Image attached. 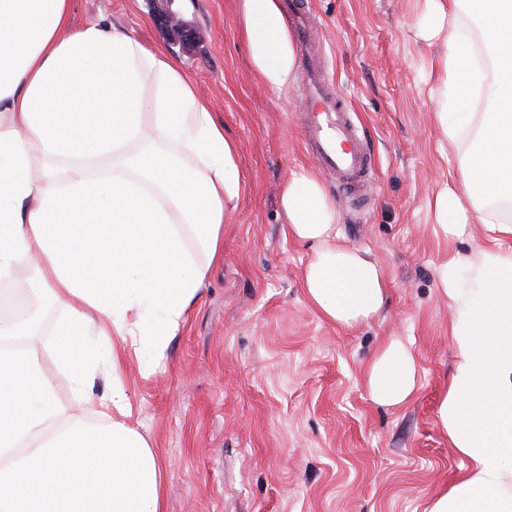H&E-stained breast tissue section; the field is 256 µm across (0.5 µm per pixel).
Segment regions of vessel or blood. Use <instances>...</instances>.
Instances as JSON below:
<instances>
[{
  "label": "vessel or blood",
  "instance_id": "1",
  "mask_svg": "<svg viewBox=\"0 0 512 512\" xmlns=\"http://www.w3.org/2000/svg\"><path fill=\"white\" fill-rule=\"evenodd\" d=\"M287 12L307 63L309 97L304 118L305 142L318 166L335 178L344 195L363 199L374 170L371 148L361 135L345 98L314 65L309 9L303 0H289Z\"/></svg>",
  "mask_w": 512,
  "mask_h": 512
}]
</instances>
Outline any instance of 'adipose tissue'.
Masks as SVG:
<instances>
[{
	"mask_svg": "<svg viewBox=\"0 0 512 512\" xmlns=\"http://www.w3.org/2000/svg\"><path fill=\"white\" fill-rule=\"evenodd\" d=\"M252 69L282 92L296 48L277 0H238ZM70 0H0V284L35 268L60 305L54 356L73 390L56 401L30 305L0 315V512H163L164 469L128 422V355L157 362L222 253L224 204L241 189L235 143L191 77L161 49L94 19L69 31ZM419 38L446 46L435 120L460 150L434 199L445 238L486 225L488 245L449 256L438 286L455 354L439 423L462 460L428 512H512V0H422ZM480 44L483 52L469 48ZM488 104L463 112L462 97ZM288 232L311 243L310 304L351 327L382 308L385 278L341 242L315 174L282 187ZM111 388L92 398L98 373ZM372 400L417 390L413 347L382 344Z\"/></svg>",
	"mask_w": 512,
	"mask_h": 512,
	"instance_id": "obj_1",
	"label": "adipose tissue"
}]
</instances>
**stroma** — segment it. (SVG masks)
I'll return each mask as SVG.
<instances>
[{
  "label": "stroma",
  "instance_id": "stroma-1",
  "mask_svg": "<svg viewBox=\"0 0 512 512\" xmlns=\"http://www.w3.org/2000/svg\"><path fill=\"white\" fill-rule=\"evenodd\" d=\"M420 0H308L318 63L346 98L375 154L364 207L320 174L342 240L382 265L386 295L371 320L346 329L308 302L309 243L287 232L280 188L314 169L302 127L306 86L267 88L250 67L236 0H70V29L106 16L165 49L194 80L238 152L241 192L224 210V255L165 359L121 377L132 421L165 465V512H425L460 470L438 421L454 352L437 286L448 255L483 245V225L444 239L433 198L456 153L438 129L427 74L445 47L416 35ZM168 10L192 40L169 31ZM61 308L43 314L44 366L71 391L52 354ZM391 337L417 355V393L383 407L364 370Z\"/></svg>",
  "mask_w": 512,
  "mask_h": 512
}]
</instances>
